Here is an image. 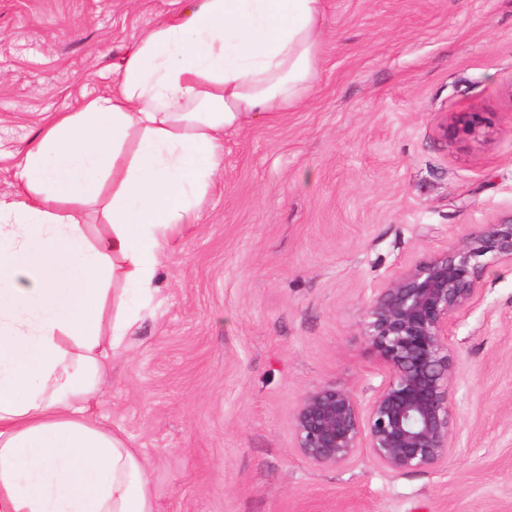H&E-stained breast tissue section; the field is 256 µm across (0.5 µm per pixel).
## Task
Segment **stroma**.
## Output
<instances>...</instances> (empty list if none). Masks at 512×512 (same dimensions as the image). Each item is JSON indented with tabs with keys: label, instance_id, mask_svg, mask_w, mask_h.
<instances>
[{
	"label": "stroma",
	"instance_id": "35a3bbf8",
	"mask_svg": "<svg viewBox=\"0 0 512 512\" xmlns=\"http://www.w3.org/2000/svg\"><path fill=\"white\" fill-rule=\"evenodd\" d=\"M190 0H0V197L57 112L105 93ZM313 88L227 134L96 407L147 461L155 512H512V264L452 335L456 449L402 475L310 463L293 416L382 380L366 307L512 214V0H324ZM465 112L479 135L448 136Z\"/></svg>",
	"mask_w": 512,
	"mask_h": 512
}]
</instances>
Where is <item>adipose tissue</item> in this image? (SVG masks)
Returning a JSON list of instances; mask_svg holds the SVG:
<instances>
[{"instance_id":"adipose-tissue-1","label":"adipose tissue","mask_w":512,"mask_h":512,"mask_svg":"<svg viewBox=\"0 0 512 512\" xmlns=\"http://www.w3.org/2000/svg\"><path fill=\"white\" fill-rule=\"evenodd\" d=\"M323 25V0H191L17 162L22 193L0 198V512H154L145 460L94 412L105 368L225 134L310 91ZM97 203L110 230L92 236Z\"/></svg>"}]
</instances>
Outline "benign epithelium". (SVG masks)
Listing matches in <instances>:
<instances>
[{"instance_id": "obj_1", "label": "benign epithelium", "mask_w": 512, "mask_h": 512, "mask_svg": "<svg viewBox=\"0 0 512 512\" xmlns=\"http://www.w3.org/2000/svg\"><path fill=\"white\" fill-rule=\"evenodd\" d=\"M481 124L479 113L468 112L455 130L474 134ZM501 261L512 262V214L379 289L366 308L364 336L384 380L366 403L330 384L307 392L293 417L299 454L332 466L366 454L397 475L448 463L455 449L451 390L458 372L452 329L479 298L488 268Z\"/></svg>"}]
</instances>
